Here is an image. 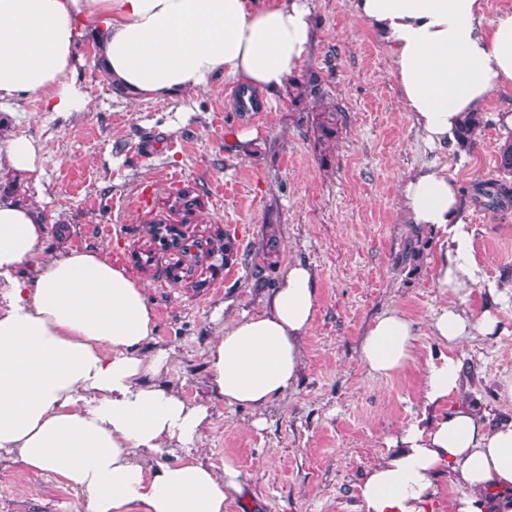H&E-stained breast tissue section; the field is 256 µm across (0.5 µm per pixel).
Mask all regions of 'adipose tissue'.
<instances>
[{"label": "adipose tissue", "instance_id": "ef3b65f1", "mask_svg": "<svg viewBox=\"0 0 512 512\" xmlns=\"http://www.w3.org/2000/svg\"><path fill=\"white\" fill-rule=\"evenodd\" d=\"M384 40L402 101L431 147L455 142L468 113L512 87V8L484 0H350ZM92 39L115 93L163 101L222 77L275 96L297 84L316 39L308 0H0V105L38 95L49 113L80 112L74 73ZM40 147L0 149V171L39 181ZM407 223L440 232L433 277L448 302L428 329L453 345L490 336L498 319L463 307L476 281L473 231L447 168L401 187ZM48 232L43 212L0 192V454L51 471L87 498V512H224L239 473L196 456L208 408L164 384L170 354L141 351L154 333L143 288L91 248L72 249L18 278ZM317 310L316 277L289 265L264 308L225 320L207 351L225 405L262 411L294 389ZM417 328L396 310L368 330L369 372L391 376L414 356ZM455 355L427 363L420 419L392 436L359 484L360 512H428L447 476L459 493L442 512H512V419L489 423L463 396Z\"/></svg>", "mask_w": 512, "mask_h": 512}]
</instances>
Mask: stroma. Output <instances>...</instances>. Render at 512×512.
<instances>
[{
    "instance_id": "35a3bbf8",
    "label": "stroma",
    "mask_w": 512,
    "mask_h": 512,
    "mask_svg": "<svg viewBox=\"0 0 512 512\" xmlns=\"http://www.w3.org/2000/svg\"><path fill=\"white\" fill-rule=\"evenodd\" d=\"M317 43L300 85L277 104L240 110L235 82L217 79L192 95L131 102L113 95L96 65L91 42L77 52V79L88 93L86 111L43 112L38 97L21 100L0 129V147L25 136L42 148L39 185L18 174L0 187L40 207L48 233L37 261L65 249L97 248L145 288L155 331L142 351H170L164 379L182 397L206 405L209 423L197 443L201 460L237 470L244 486L226 512H358L357 485L387 451L388 439L421 416L426 364L454 351L463 363L466 395L489 419L512 418L500 390L512 381V209L488 211L468 190L497 177L498 148L512 129V89L495 93L486 124L472 147L432 150L412 127L384 42L354 16L349 0H310ZM342 114L340 137L328 157L314 147L318 112ZM254 129L244 148L234 136ZM422 165L447 167L462 195L464 223L473 230L477 281L464 306L500 320L497 337H468L447 347L427 325L446 299L432 266L438 234L407 224L402 181ZM191 188L205 204L190 216L170 199ZM177 227L186 240L221 227L236 240V261L221 253L193 262L179 250L151 243L149 224ZM275 232L279 250L267 255ZM420 241L418 262H402L405 246ZM313 268L318 309L304 339L294 390L264 412L226 406L208 382L206 352L223 327L226 298L235 313L261 310L269 285L295 261ZM189 265L200 289L175 280ZM398 310L418 330L415 359L402 372L372 374L361 342L382 313ZM80 489L49 471L34 473L0 456V512H85Z\"/></svg>"
}]
</instances>
